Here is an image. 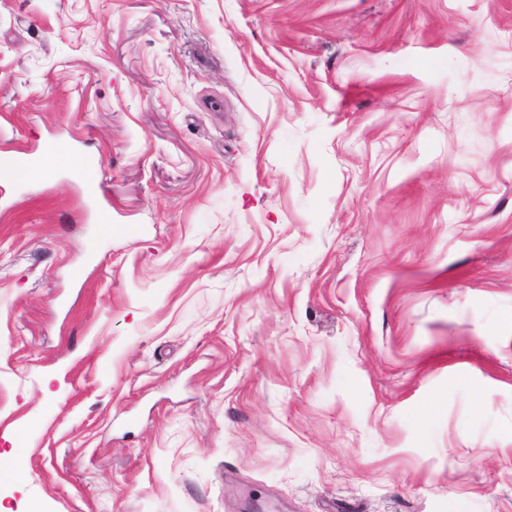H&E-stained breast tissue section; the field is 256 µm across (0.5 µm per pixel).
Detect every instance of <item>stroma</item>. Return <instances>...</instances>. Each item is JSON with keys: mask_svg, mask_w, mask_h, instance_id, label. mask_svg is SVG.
Here are the masks:
<instances>
[{"mask_svg": "<svg viewBox=\"0 0 512 512\" xmlns=\"http://www.w3.org/2000/svg\"><path fill=\"white\" fill-rule=\"evenodd\" d=\"M52 139L104 178L0 173L7 512H512V0H0ZM74 173L86 189L95 193L102 184V165L99 162L83 159L82 164L74 168Z\"/></svg>", "mask_w": 512, "mask_h": 512, "instance_id": "35a3bbf8", "label": "stroma"}]
</instances>
